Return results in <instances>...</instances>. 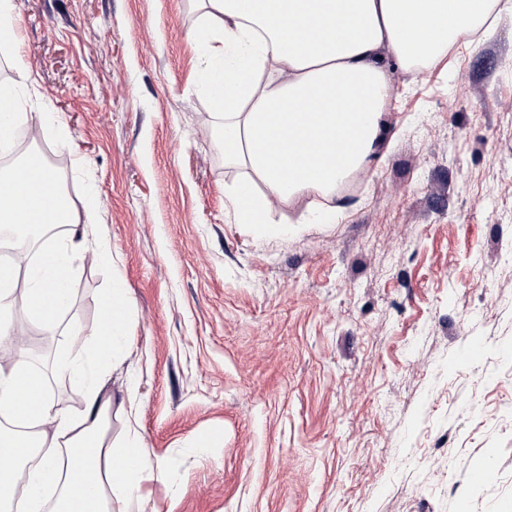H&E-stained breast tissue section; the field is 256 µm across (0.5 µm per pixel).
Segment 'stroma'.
<instances>
[{
  "mask_svg": "<svg viewBox=\"0 0 512 512\" xmlns=\"http://www.w3.org/2000/svg\"><path fill=\"white\" fill-rule=\"evenodd\" d=\"M15 2L0 85L22 56L27 112L60 117L28 148L75 208L96 197L99 254L71 256L58 334L16 303L0 364L27 351L82 414L53 360L89 356L121 282L108 437L137 430L161 466L123 512H512V14L444 64L390 65L369 170L242 224L229 191L252 172L211 124L195 0Z\"/></svg>",
  "mask_w": 512,
  "mask_h": 512,
  "instance_id": "1",
  "label": "stroma"
}]
</instances>
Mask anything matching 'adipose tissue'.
<instances>
[{
    "label": "adipose tissue",
    "mask_w": 512,
    "mask_h": 512,
    "mask_svg": "<svg viewBox=\"0 0 512 512\" xmlns=\"http://www.w3.org/2000/svg\"><path fill=\"white\" fill-rule=\"evenodd\" d=\"M202 21L216 35L210 57L223 74L205 72L218 93L216 127L225 162L249 168L251 181L230 191L243 224L270 221L272 200L307 191L328 196L365 170L384 143L381 116L390 104L386 68L408 72L442 62L474 34L489 37L499 0H199ZM16 77L0 88V153L14 145L13 118L30 74L15 60ZM343 100V111L328 105ZM59 182L38 153L21 167L0 173V228L12 236L14 259L0 264V340L13 333L14 294L26 281V309L40 333L59 327L70 301L69 248L86 247L87 221L73 210L40 208L39 197H59ZM68 226L63 241L43 237L55 223ZM128 300L113 286L100 304V325L90 361L60 356L56 368L80 380L87 408L78 418L58 408L48 379L25 357L0 365V506L6 512H112L114 504L141 495L157 471L138 432L107 441L112 398L103 391L108 367L128 352Z\"/></svg>",
    "instance_id": "obj_1"
}]
</instances>
